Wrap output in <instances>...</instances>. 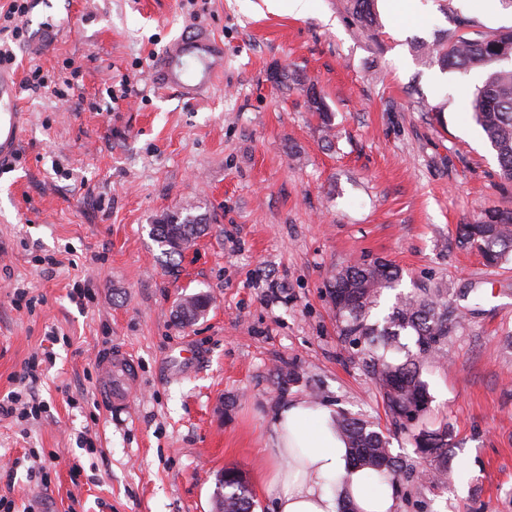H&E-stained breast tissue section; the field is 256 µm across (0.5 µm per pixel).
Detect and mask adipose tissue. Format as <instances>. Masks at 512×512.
<instances>
[{"label":"adipose tissue","instance_id":"adipose-tissue-1","mask_svg":"<svg viewBox=\"0 0 512 512\" xmlns=\"http://www.w3.org/2000/svg\"><path fill=\"white\" fill-rule=\"evenodd\" d=\"M268 475L274 512H396L393 487L353 468L351 450L336 430V413L304 399L280 404L272 423Z\"/></svg>","mask_w":512,"mask_h":512}]
</instances>
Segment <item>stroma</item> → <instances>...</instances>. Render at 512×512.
<instances>
[{
    "label": "stroma",
    "instance_id": "35a3bbf8",
    "mask_svg": "<svg viewBox=\"0 0 512 512\" xmlns=\"http://www.w3.org/2000/svg\"><path fill=\"white\" fill-rule=\"evenodd\" d=\"M375 8L373 35L347 0L303 16L267 0H32L13 69L40 67L47 85L21 90L23 141L0 171V400L40 406L0 417L14 512H213L228 467L270 512L269 425L288 397L389 433L409 466L397 512H512V263L487 266L456 241L485 210H512V183L469 113L484 71L415 49L459 18L473 35L512 28V0H412L405 19ZM198 29L224 44L212 91L155 85L154 58ZM309 82L335 139L305 106ZM188 209L208 229L165 256L150 226ZM377 258L402 272L377 314L435 284L464 312L423 371L432 417L452 431L445 482L338 332L332 273ZM196 292L211 297L205 316L178 325ZM117 351L139 370L125 410L100 395L99 360Z\"/></svg>",
    "mask_w": 512,
    "mask_h": 512
}]
</instances>
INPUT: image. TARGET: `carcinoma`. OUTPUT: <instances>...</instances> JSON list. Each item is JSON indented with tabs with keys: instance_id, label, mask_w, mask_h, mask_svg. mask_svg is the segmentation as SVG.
I'll return each instance as SVG.
<instances>
[{
	"instance_id": "cac0c4a2",
	"label": "carcinoma",
	"mask_w": 512,
	"mask_h": 512,
	"mask_svg": "<svg viewBox=\"0 0 512 512\" xmlns=\"http://www.w3.org/2000/svg\"><path fill=\"white\" fill-rule=\"evenodd\" d=\"M375 0H349L351 14L359 28L375 33L381 27ZM468 22L430 45H420L426 62L442 69L486 68L487 77L474 93L470 110L491 147L495 150L501 176L512 181V29L472 38ZM309 111L318 116L324 131L332 130L331 115L324 97L313 86L305 89ZM207 225L191 213L167 215L151 227V236L162 253L181 254L176 241L196 237ZM458 242L477 251L487 265L512 261V211L490 209L472 224L458 228ZM401 272L388 260L347 265L331 277L329 293L340 322V336L360 348L363 363L380 390L386 412L408 434L417 452L434 464L438 473L448 475V427H429V386L422 378L426 364L437 360L461 317V310L442 285L417 288L396 297L382 319L371 321L380 296L397 287ZM210 302L204 292L188 295L178 304L175 319L181 326L194 322ZM337 431L351 449L353 460L373 470L382 480L400 485L406 469L393 456L389 437L380 429L352 417L336 418ZM216 512H253L254 502L243 476L233 468L224 469L213 500Z\"/></svg>"
}]
</instances>
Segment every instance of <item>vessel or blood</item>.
Here are the masks:
<instances>
[{
  "mask_svg": "<svg viewBox=\"0 0 512 512\" xmlns=\"http://www.w3.org/2000/svg\"><path fill=\"white\" fill-rule=\"evenodd\" d=\"M223 47L207 34L198 32L173 42L157 57L154 76L190 97L201 95L216 81L218 71L212 59L223 57ZM16 77L0 68V170L11 164L22 140ZM101 394L108 404L127 405L137 383L131 359L122 352L101 360Z\"/></svg>",
  "mask_w": 512,
  "mask_h": 512,
  "instance_id": "vessel-or-blood-1",
  "label": "vessel or blood"
}]
</instances>
